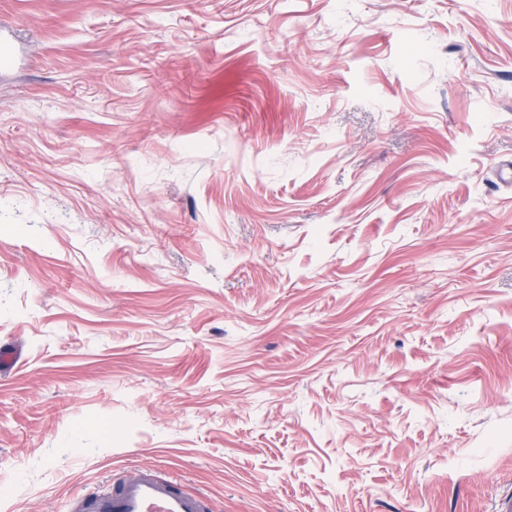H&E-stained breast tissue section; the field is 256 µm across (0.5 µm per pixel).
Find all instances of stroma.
Masks as SVG:
<instances>
[{
    "label": "stroma",
    "mask_w": 512,
    "mask_h": 512,
    "mask_svg": "<svg viewBox=\"0 0 512 512\" xmlns=\"http://www.w3.org/2000/svg\"><path fill=\"white\" fill-rule=\"evenodd\" d=\"M0 512L512 505V0H0ZM207 497L190 492L162 469L123 477L111 489L74 496V512H208Z\"/></svg>",
    "instance_id": "35a3bbf8"
}]
</instances>
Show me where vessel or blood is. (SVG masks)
<instances>
[{"label": "vessel or blood", "mask_w": 512, "mask_h": 512, "mask_svg": "<svg viewBox=\"0 0 512 512\" xmlns=\"http://www.w3.org/2000/svg\"><path fill=\"white\" fill-rule=\"evenodd\" d=\"M73 512H208L207 497L190 492L160 469L132 473L88 494L74 496Z\"/></svg>", "instance_id": "b4317fda"}]
</instances>
